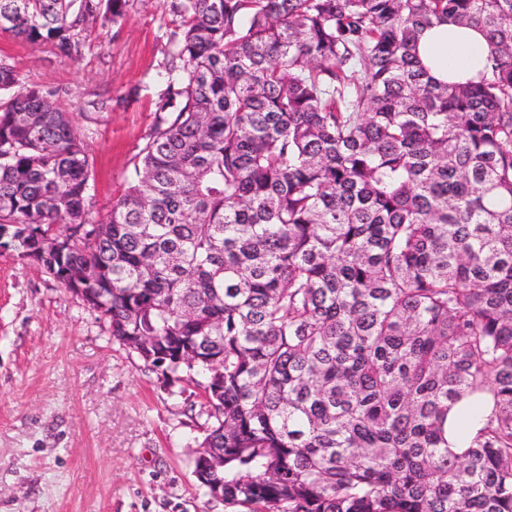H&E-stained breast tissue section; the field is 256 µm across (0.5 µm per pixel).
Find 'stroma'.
<instances>
[{
    "mask_svg": "<svg viewBox=\"0 0 512 512\" xmlns=\"http://www.w3.org/2000/svg\"><path fill=\"white\" fill-rule=\"evenodd\" d=\"M169 24L159 0H134L121 27L88 25L77 63L0 32V57L57 90L91 145L93 220L134 174ZM197 400L43 268L0 255V512H240L193 473L206 430Z\"/></svg>",
    "mask_w": 512,
    "mask_h": 512,
    "instance_id": "stroma-1",
    "label": "stroma"
}]
</instances>
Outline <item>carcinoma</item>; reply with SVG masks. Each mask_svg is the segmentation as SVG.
Wrapping results in <instances>:
<instances>
[{
  "instance_id": "1",
  "label": "carcinoma",
  "mask_w": 512,
  "mask_h": 512,
  "mask_svg": "<svg viewBox=\"0 0 512 512\" xmlns=\"http://www.w3.org/2000/svg\"><path fill=\"white\" fill-rule=\"evenodd\" d=\"M131 0H0L73 62ZM135 177L89 216V144L0 58V225L157 370L201 377L202 448L246 512H512V0H162ZM441 22L488 39L436 81ZM153 336L163 356L132 344ZM493 403L460 454L448 410ZM418 51L437 80L458 83L484 68L489 48L478 29L446 24L425 30Z\"/></svg>"
}]
</instances>
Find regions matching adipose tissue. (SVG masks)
I'll return each mask as SVG.
<instances>
[{
    "mask_svg": "<svg viewBox=\"0 0 512 512\" xmlns=\"http://www.w3.org/2000/svg\"><path fill=\"white\" fill-rule=\"evenodd\" d=\"M418 51L437 80L458 83L484 68L489 48L478 29L446 24L425 30ZM490 413L488 405L468 397L461 399L448 413L449 448L457 451L468 447Z\"/></svg>",
    "mask_w": 512,
    "mask_h": 512,
    "instance_id": "1",
    "label": "adipose tissue"
}]
</instances>
